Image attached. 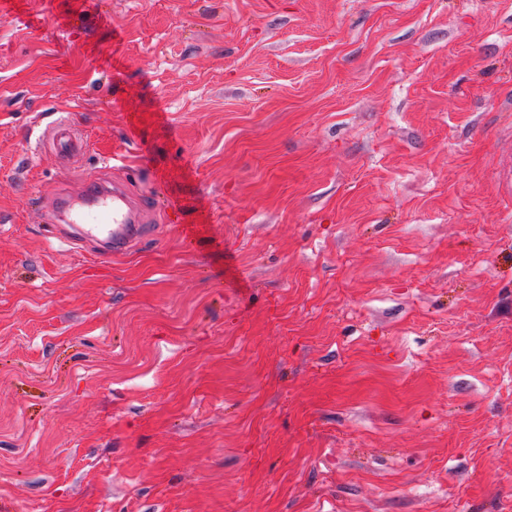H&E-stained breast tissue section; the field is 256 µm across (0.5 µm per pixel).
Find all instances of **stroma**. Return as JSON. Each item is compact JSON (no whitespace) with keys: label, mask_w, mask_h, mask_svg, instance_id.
Instances as JSON below:
<instances>
[{"label":"stroma","mask_w":512,"mask_h":512,"mask_svg":"<svg viewBox=\"0 0 512 512\" xmlns=\"http://www.w3.org/2000/svg\"><path fill=\"white\" fill-rule=\"evenodd\" d=\"M508 162L512 0H0V512H512ZM49 144L58 150L64 152H79L82 149L74 133L66 122L58 123L43 136ZM91 195L79 205H65L55 217L64 224H77V233L68 238L73 244L84 239L101 243L99 255L121 254L143 239L155 221L154 207L145 203L127 179L95 182Z\"/></svg>","instance_id":"1"}]
</instances>
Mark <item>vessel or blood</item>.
<instances>
[{
  "instance_id": "1",
  "label": "vessel or blood",
  "mask_w": 512,
  "mask_h": 512,
  "mask_svg": "<svg viewBox=\"0 0 512 512\" xmlns=\"http://www.w3.org/2000/svg\"><path fill=\"white\" fill-rule=\"evenodd\" d=\"M49 144L59 151L77 152L81 145L67 123H59L45 132ZM57 222L72 224L76 233L70 234L72 243L97 239L101 255L120 254L143 239L148 226L155 220V210L145 203L128 180L96 183L91 195L78 205H65L57 215Z\"/></svg>"
}]
</instances>
